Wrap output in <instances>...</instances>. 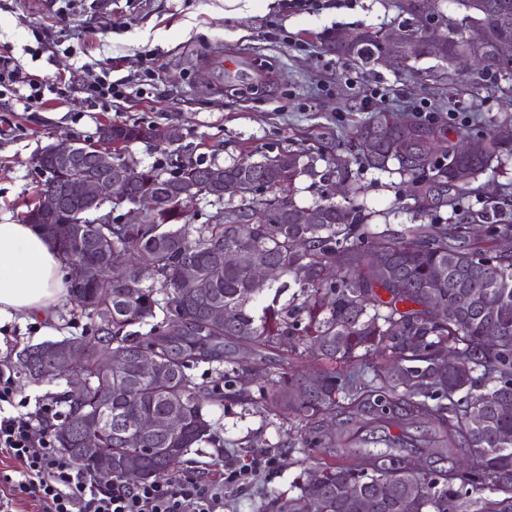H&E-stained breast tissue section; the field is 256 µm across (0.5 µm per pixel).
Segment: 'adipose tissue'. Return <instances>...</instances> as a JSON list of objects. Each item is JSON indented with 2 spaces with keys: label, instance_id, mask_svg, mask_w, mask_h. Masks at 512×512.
Wrapping results in <instances>:
<instances>
[{
  "label": "adipose tissue",
  "instance_id": "adipose-tissue-1",
  "mask_svg": "<svg viewBox=\"0 0 512 512\" xmlns=\"http://www.w3.org/2000/svg\"><path fill=\"white\" fill-rule=\"evenodd\" d=\"M66 290L63 263L39 228L0 221V327L44 317Z\"/></svg>",
  "mask_w": 512,
  "mask_h": 512
}]
</instances>
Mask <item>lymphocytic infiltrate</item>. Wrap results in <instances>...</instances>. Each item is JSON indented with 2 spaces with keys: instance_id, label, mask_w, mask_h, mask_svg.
<instances>
[{
  "instance_id": "1",
  "label": "lymphocytic infiltrate",
  "mask_w": 512,
  "mask_h": 512,
  "mask_svg": "<svg viewBox=\"0 0 512 512\" xmlns=\"http://www.w3.org/2000/svg\"><path fill=\"white\" fill-rule=\"evenodd\" d=\"M13 402L21 410L0 415V455L20 462L13 490L36 502L40 512H224L226 487L243 484L277 463L275 455L264 453L244 468L218 463L200 476L105 485L55 448L44 427L49 405L28 410L27 400H15L10 381H0V404Z\"/></svg>"
}]
</instances>
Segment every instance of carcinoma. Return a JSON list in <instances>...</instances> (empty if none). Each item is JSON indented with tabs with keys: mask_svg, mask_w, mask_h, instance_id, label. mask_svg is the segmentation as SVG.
Wrapping results in <instances>:
<instances>
[{
	"mask_svg": "<svg viewBox=\"0 0 512 512\" xmlns=\"http://www.w3.org/2000/svg\"><path fill=\"white\" fill-rule=\"evenodd\" d=\"M392 6L405 15L402 28L412 37L402 66L433 58L449 68L448 53L463 48L474 27L491 47L512 39V0H392ZM419 12L438 16L452 31L442 54L432 52ZM388 49L382 31L364 29L342 58L367 68L385 62ZM111 125L127 158L144 131L161 137L149 122ZM366 138L374 140L369 151L361 147ZM481 141L478 155L450 147L439 156L436 125L405 123L386 111L356 129L347 153L382 171L397 165L417 212H425L427 194L448 195L447 221L415 224L397 239L373 227L375 213L354 202L361 188L349 182L343 158L322 175L326 188L313 206L320 222L296 223L300 206L285 188L313 168L294 150L224 166V179L242 185L239 201L219 204L222 215L209 214L201 224L182 223L190 205L180 194L183 181L209 170L191 159L168 175L131 160L130 191L163 197L164 208L139 224H120L116 216L110 224H93L84 212L61 209L66 224L47 238L68 269L69 296L89 327L82 336L26 345L12 359L20 374L39 384L44 377L37 366L65 363L74 346L81 351L64 372L81 377L82 390L68 387L47 398L58 408L49 423L55 446L95 474L110 467L114 479L125 481L132 464L146 481L158 466L174 469L196 446H224L223 427L210 418L207 404L248 401L271 415L296 418L305 453L306 478L294 485L297 493L275 497L260 512H512V255L495 249L498 238L512 235V198L504 190L479 213L457 207L458 193L474 191L479 176L512 156V119L493 122ZM338 180L347 183L344 204L331 201ZM484 220L489 224L478 237L472 225ZM296 240L303 249L295 248ZM87 256L104 272L95 283L79 281ZM188 260L197 271L191 292L179 274ZM254 260L266 262L278 278L255 284ZM376 260L380 266L372 271ZM136 265L153 268L155 278L137 281ZM438 267L448 271L441 285L433 281ZM431 300L443 307L431 308ZM491 330L493 340L487 339ZM290 339L302 349L284 348ZM228 345L261 358L275 355L283 364L307 354L320 361L316 384L305 388L301 377H273L243 361L197 382L192 370L223 364ZM104 348L126 365H103ZM143 352L157 361L153 378L138 373ZM373 355L392 365L396 378L385 370L378 384L356 376L358 362ZM138 415L167 416L171 424L135 441L119 423ZM335 416L353 425L429 426L438 437L436 452H466L471 464L453 473L415 469L413 453L401 443L384 453L338 457L341 436L325 426ZM387 482L400 490L393 499L384 494Z\"/></svg>",
	"mask_w": 512,
	"mask_h": 512,
	"instance_id": "carcinoma-1",
	"label": "carcinoma"
}]
</instances>
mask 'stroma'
Segmentation results:
<instances>
[{"mask_svg": "<svg viewBox=\"0 0 512 512\" xmlns=\"http://www.w3.org/2000/svg\"><path fill=\"white\" fill-rule=\"evenodd\" d=\"M399 22L390 0H354L350 9L317 12L291 9L281 0L267 14L234 20L225 18L224 0H0V54L11 56L32 77L66 82L63 93L45 92L42 102L31 107L0 92V220L17 219L34 197L42 150L67 136L91 138L110 119L180 127L183 138L176 144L130 147L142 164H160L170 172L189 159L224 166L249 153L283 149L310 150L321 172L354 126L369 116L345 85L351 73L386 87L389 96L379 107L395 116H410L411 104L429 102L432 123L453 143L467 139L476 124L512 118V80L497 76L476 91L455 80L439 88L423 82L424 75L436 73V60L361 69L320 45V33L331 28L391 29ZM277 26L286 30V38L272 35ZM219 50L248 66L259 59L273 62L275 72L260 97L225 93L229 76L201 64ZM150 64L157 69L151 82L144 76ZM100 74L123 80L128 99L117 106L91 99L85 82ZM349 168L379 229L398 233L448 216L447 207L435 202L416 216L399 174L364 167L355 159ZM87 326V318L73 315L64 301L37 323L0 328V371H10L17 398L33 402L66 383L30 384L11 372L12 350L80 336ZM210 414L224 427L223 450L206 445L190 452L179 472L199 474L219 452L225 461L245 465L270 450L278 457L275 469L225 489L224 512H257L262 503L290 490L301 473L296 421L237 401L211 406Z\"/></svg>", "mask_w": 512, "mask_h": 512, "instance_id": "35a3bbf8", "label": "stroma"}]
</instances>
